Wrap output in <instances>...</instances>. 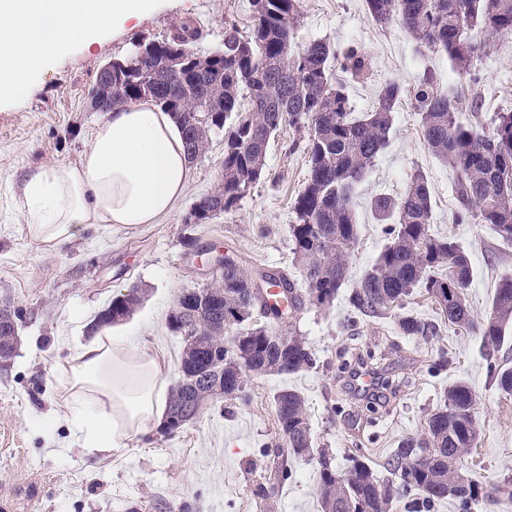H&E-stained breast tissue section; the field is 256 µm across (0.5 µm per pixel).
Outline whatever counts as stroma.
<instances>
[{"label": "stroma", "instance_id": "1", "mask_svg": "<svg viewBox=\"0 0 512 512\" xmlns=\"http://www.w3.org/2000/svg\"><path fill=\"white\" fill-rule=\"evenodd\" d=\"M228 21L248 31L249 0H167L166 8L134 27L56 60L29 98L0 108V303L23 311L16 354L0 364V512H126L134 503L141 512H322L316 460L289 459L284 481L272 472L278 438L273 395L285 387L304 397L315 444L335 457L337 467H347L358 452L383 479L392 450L404 438L423 435L448 385L466 382L477 398V439L458 465L490 487L512 481V395L493 383L480 337L448 324L433 337L400 335L393 318L351 315L347 285L331 307L303 303L281 324L307 342L315 367L249 377L246 402L214 404L169 436L156 429L97 454L76 442L61 406L59 370L113 296L133 286L145 289L143 304L119 332L163 352L173 386L183 342L166 318L179 293L211 283L203 256L224 252L254 278L264 271L300 276L288 226L307 178L305 134L287 125L272 135L264 174L250 193L205 224L186 218L224 177L220 132L194 160L185 194L156 223L133 229L87 225L52 252L29 237L13 208L30 168L79 160L102 118L91 109L88 92L106 62L129 53L134 42L169 35L186 22L202 31L199 49H220ZM313 40L354 47L370 58L365 76H338L355 116L374 109L385 84L409 88L426 75L440 87L477 96L479 111L461 117L485 130H492L496 113L512 111L510 34L491 39L470 73L461 75L444 53L419 48L398 23L376 24L365 0H302L298 41ZM419 172L430 189L432 233L455 239L471 260L474 278L466 293L474 318L482 319L499 280L512 276V243L490 225L453 223L455 175L427 149L419 116L406 99L387 147L357 189L359 240L350 276L358 278L390 240L370 199L402 195ZM353 349L385 351L386 360L376 366L382 403L361 400L346 379L340 355ZM442 358L448 361L443 368Z\"/></svg>", "mask_w": 512, "mask_h": 512}]
</instances>
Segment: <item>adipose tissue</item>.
<instances>
[{"label":"adipose tissue","instance_id":"adipose-tissue-1","mask_svg":"<svg viewBox=\"0 0 512 512\" xmlns=\"http://www.w3.org/2000/svg\"><path fill=\"white\" fill-rule=\"evenodd\" d=\"M163 0H0V104L30 96L39 69L159 10ZM192 180L179 127L153 102L106 112L77 162L25 175L17 214L54 250L82 225L155 223ZM169 364L106 327L60 374L64 408L83 448L108 452L162 424Z\"/></svg>","mask_w":512,"mask_h":512}]
</instances>
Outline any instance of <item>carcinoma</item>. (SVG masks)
I'll list each match as a JSON object with an SVG mask.
<instances>
[{"label": "carcinoma", "instance_id": "cac0c4a2", "mask_svg": "<svg viewBox=\"0 0 512 512\" xmlns=\"http://www.w3.org/2000/svg\"><path fill=\"white\" fill-rule=\"evenodd\" d=\"M248 32L235 23L224 29V48L202 52L200 30L188 23L161 39L137 41L139 51L112 59V92L101 108L151 100L181 126L190 159L205 154L211 133L224 132V180L196 201L193 224L233 210L261 179L267 146L283 124L307 130L308 174L294 202L296 223L289 225L293 255L302 287L284 273L266 274L263 284L233 260L224 258V271L198 291L205 295L202 310L182 326L169 328L182 336L180 379L169 399V415L188 424L197 418L196 400L233 401L247 375H290L313 368L317 360L303 338L275 333L255 314L279 321L284 312L266 298V290L281 289L288 309L303 298L321 308L336 300L349 281V256L358 240L353 195L376 157L386 147L394 112L407 96L420 116L424 140L431 153L456 174V224H490L512 242V111L498 112L494 128L485 131L460 118L465 97L453 87L442 91L430 76L406 90L386 84L371 112L351 117L349 98L335 81L330 60L337 50L324 40L297 45L300 0H250ZM373 21L395 20L422 47L447 55L459 74L470 73L487 40L512 34V0H366ZM486 36L477 40L473 28ZM342 69L352 78L369 66L356 48L342 54ZM381 222L395 219L391 241L351 289L348 304L362 317L392 315L404 336H436L442 323L481 336L487 358L501 350L512 328V276L501 279L489 314L471 316L465 289L474 270L463 246L449 237L431 234L432 204L423 174L418 173L398 198L378 196L371 202ZM423 288L440 311V319H423L406 311L414 289ZM143 293L130 288L112 297L97 324L129 318ZM21 310L0 306V361L16 351ZM236 331L237 348L224 346V335ZM280 336L287 352L279 353L268 337ZM499 391L512 395V366L490 364ZM280 440L274 461L279 476H288V458H315L319 465L322 512H434L452 499L462 512L479 501H497L502 489L491 490L468 478L457 459L473 447L477 429L458 418L457 410L476 403L467 383L448 386L443 407L430 415L421 438L401 441L387 460L391 478L381 481L363 456L353 455L340 472L324 448L315 447L302 395L284 388L273 397Z\"/></svg>", "mask_w": 512, "mask_h": 512}]
</instances>
